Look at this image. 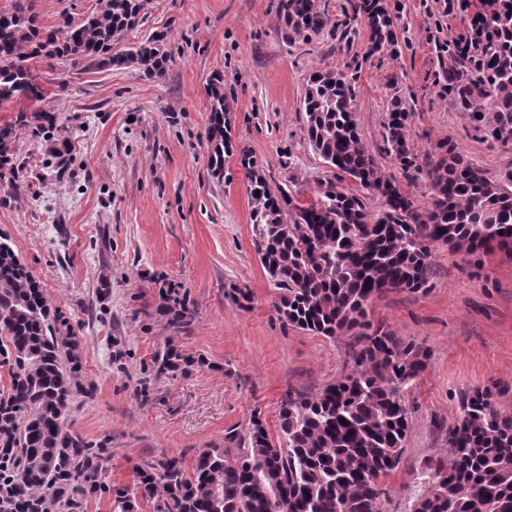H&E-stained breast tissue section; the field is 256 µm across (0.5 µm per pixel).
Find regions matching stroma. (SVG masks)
Instances as JSON below:
<instances>
[{
	"instance_id": "stroma-1",
	"label": "stroma",
	"mask_w": 512,
	"mask_h": 512,
	"mask_svg": "<svg viewBox=\"0 0 512 512\" xmlns=\"http://www.w3.org/2000/svg\"><path fill=\"white\" fill-rule=\"evenodd\" d=\"M342 31L309 40L282 29L278 0H146L139 24L114 52L165 35L168 69L149 79L132 67L35 63L41 98L0 109L50 112L52 127L29 125L15 142L14 170L0 171V235L25 261L53 311L71 327L81 388L68 405L72 433L103 445L111 485L136 469L177 459L192 473L198 454L259 414L270 437L289 392L314 393L350 369L348 337L330 340L283 323L277 294L255 251L249 180L239 149L270 184L315 199L327 169L310 148L300 102L319 66L355 78L354 115L381 171L401 178L383 151L394 105L409 114L419 156L455 143L493 176L512 172V144L476 132L438 82L448 66L440 45L466 28L442 0H387L395 13L396 57L370 51L349 0H325ZM41 22H79L102 0H34ZM221 72L232 110L234 150L212 175L205 131L208 84ZM430 288L376 296L373 324L415 344L425 364L406 391L410 430L401 463L385 479L381 512H412L417 467L441 453L434 426L455 423L460 393L501 389L512 413V258L466 257L438 245ZM179 289L184 327L163 313L161 293ZM176 348L192 360L160 373Z\"/></svg>"
}]
</instances>
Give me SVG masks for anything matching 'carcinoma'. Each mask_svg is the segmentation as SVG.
Returning a JSON list of instances; mask_svg holds the SVG:
<instances>
[{"instance_id":"obj_1","label":"carcinoma","mask_w":512,"mask_h":512,"mask_svg":"<svg viewBox=\"0 0 512 512\" xmlns=\"http://www.w3.org/2000/svg\"><path fill=\"white\" fill-rule=\"evenodd\" d=\"M482 26L471 54L448 42L443 87L469 113L475 130L512 142V0H482ZM144 0H104L103 9L73 24L48 28L32 0H15L0 13V107L22 98L38 101L32 63L88 60L103 66L133 64L150 78L165 74V35H153L121 53L112 45L139 23ZM354 14L370 31L372 51L395 50L394 18L386 0H357ZM289 33L308 37L337 29L319 0H279ZM354 78L328 67L310 74L302 102L312 150L330 177L312 201L271 185L254 157L241 152L250 180L253 237L263 242L260 263L279 291L275 308L292 326L336 339L357 330L348 344L351 370L314 394L288 393L281 405L280 440L273 443L258 414L230 430L224 446L201 452L186 475L175 459L137 468L133 486L114 487L101 451L65 425L78 386V361L63 317L51 313L31 272L10 240L0 235V365L11 372L0 390V512H76L80 500L112 496V512H135L138 499L154 512H380L382 479L399 466L409 430L404 391L424 368L417 347L367 320L369 302L385 292H417L434 276L437 243L465 255L512 257V175L501 178L465 160L454 143L419 162L408 114L396 108L385 124V152L403 170L423 173L429 203L416 204L403 185L384 175L363 145L353 115ZM206 132L213 174H224L229 148L218 79L209 92ZM27 115L0 125V168L13 166V144ZM347 179L351 192L338 185ZM380 200L368 211L365 198ZM164 313H187L174 288ZM187 362L169 348L160 369ZM500 392L475 389L460 396V415L435 422L448 445L424 460L425 489L414 512H512V414Z\"/></svg>"}]
</instances>
